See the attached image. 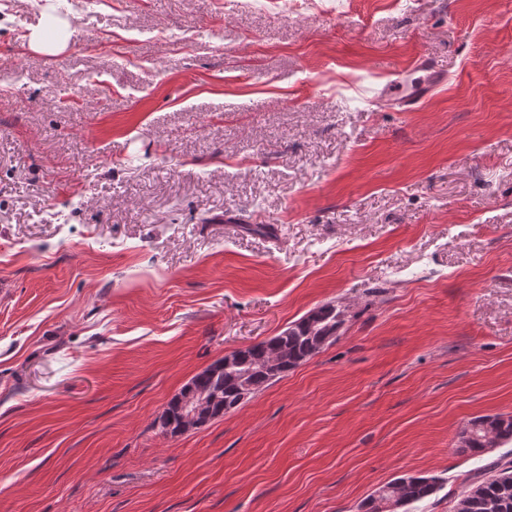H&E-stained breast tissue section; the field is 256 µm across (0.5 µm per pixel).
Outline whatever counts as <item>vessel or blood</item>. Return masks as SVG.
<instances>
[{
	"label": "vessel or blood",
	"mask_w": 512,
	"mask_h": 512,
	"mask_svg": "<svg viewBox=\"0 0 512 512\" xmlns=\"http://www.w3.org/2000/svg\"><path fill=\"white\" fill-rule=\"evenodd\" d=\"M411 70L418 73V81L411 83L401 76L377 91L378 98L384 99L399 112L417 109L448 82L447 73L437 68L429 58L424 56L414 61Z\"/></svg>",
	"instance_id": "1"
}]
</instances>
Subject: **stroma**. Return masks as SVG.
<instances>
[{"instance_id":"1","label":"stroma","mask_w":512,"mask_h":512,"mask_svg":"<svg viewBox=\"0 0 512 512\" xmlns=\"http://www.w3.org/2000/svg\"><path fill=\"white\" fill-rule=\"evenodd\" d=\"M65 51H30L53 4ZM426 55L412 112L372 89ZM256 224L265 233L253 232ZM336 342L162 433L228 350ZM512 415V0H0V512H453ZM460 433L457 448L461 453L483 455L489 449L488 436L499 448L512 446V415L478 417L471 420ZM439 489L438 479L434 477L403 474L379 486L360 505V512H408L407 507L422 502L434 495ZM393 501L399 505L396 510L389 509ZM402 510V511H400Z\"/></svg>"}]
</instances>
